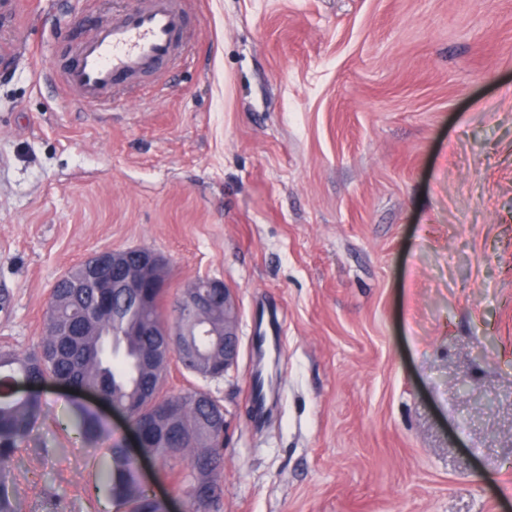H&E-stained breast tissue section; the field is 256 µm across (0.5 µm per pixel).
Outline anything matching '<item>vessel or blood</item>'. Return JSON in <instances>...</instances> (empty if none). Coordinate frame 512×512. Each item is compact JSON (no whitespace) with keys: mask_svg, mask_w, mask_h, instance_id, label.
I'll list each match as a JSON object with an SVG mask.
<instances>
[{"mask_svg":"<svg viewBox=\"0 0 512 512\" xmlns=\"http://www.w3.org/2000/svg\"><path fill=\"white\" fill-rule=\"evenodd\" d=\"M190 21L183 0H140L96 23L60 79L79 103H101L116 87L166 69L183 53L181 35Z\"/></svg>","mask_w":512,"mask_h":512,"instance_id":"vessel-or-blood-1","label":"vessel or blood"}]
</instances>
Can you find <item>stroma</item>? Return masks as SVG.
I'll use <instances>...</instances> for the list:
<instances>
[{
	"mask_svg": "<svg viewBox=\"0 0 512 512\" xmlns=\"http://www.w3.org/2000/svg\"><path fill=\"white\" fill-rule=\"evenodd\" d=\"M0 44L63 70L138 0H17ZM184 62L81 106L0 64V345L40 343L52 285L95 251L146 247L168 289L224 282L238 362L222 512H512V0H188ZM281 322L264 413L246 384ZM9 467L22 512L101 487L131 424L48 382ZM98 414L91 444L63 430ZM48 452H41L40 444ZM181 512V479L139 459ZM78 435L85 441L96 442L102 438L103 428L101 419L94 413L86 410L81 406H75L72 411V417L69 423Z\"/></svg>",
	"mask_w": 512,
	"mask_h": 512,
	"instance_id": "35a3bbf8",
	"label": "stroma"
}]
</instances>
